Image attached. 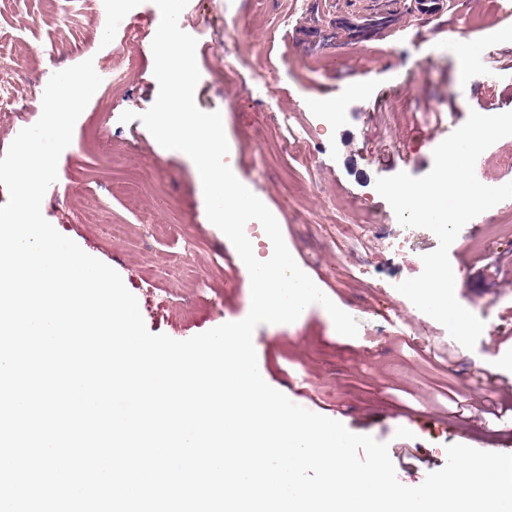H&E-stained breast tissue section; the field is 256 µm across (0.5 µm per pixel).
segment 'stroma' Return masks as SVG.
<instances>
[{"instance_id": "35a3bbf8", "label": "stroma", "mask_w": 512, "mask_h": 512, "mask_svg": "<svg viewBox=\"0 0 512 512\" xmlns=\"http://www.w3.org/2000/svg\"><path fill=\"white\" fill-rule=\"evenodd\" d=\"M414 0H189L181 28L197 40L198 107L224 114L232 147L227 163L265 196L280 217L298 265L359 323L357 337L337 333L330 315L307 307L291 324L253 333L267 383L294 403L388 443L399 481L419 486L446 463V446L512 449V413L486 423L449 417L447 388L475 393L476 370L492 371L512 352V199L471 220L454 246L458 301L482 319L474 349L449 345L443 325L396 289L418 276L421 257L438 246L416 228L406 252L390 251L402 231L375 181L404 171L421 177L433 150L470 112L512 111V50L494 48L512 14L497 0H450L449 18L470 30L474 46L492 51L493 84L465 83L448 35L433 30ZM104 0H13L0 16V69L15 109L0 111V156L39 117L46 80L87 59L124 76L79 116L58 161L43 216L87 254L116 270L135 295L147 329L185 340L250 311V275L234 247L210 224L192 163L159 154L143 123L121 122L154 103L151 36L160 22L153 0H133L125 14L105 15ZM388 10L397 30L336 55L309 56L300 36L328 33L342 16ZM362 84L355 97L351 88ZM332 99L337 120L308 109ZM296 131L286 138L282 120ZM485 183L512 182V138L478 158ZM417 414L406 423L403 412Z\"/></svg>"}]
</instances>
